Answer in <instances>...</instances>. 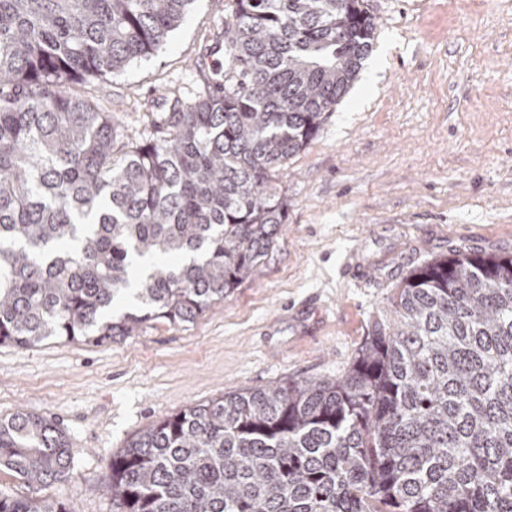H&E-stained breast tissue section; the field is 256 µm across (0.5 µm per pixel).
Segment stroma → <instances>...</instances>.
<instances>
[{"instance_id": "35a3bbf8", "label": "stroma", "mask_w": 512, "mask_h": 512, "mask_svg": "<svg viewBox=\"0 0 512 512\" xmlns=\"http://www.w3.org/2000/svg\"><path fill=\"white\" fill-rule=\"evenodd\" d=\"M232 0H194L155 55L74 81L141 133L220 70ZM373 48L318 135L274 177L288 219L257 273L181 325L93 347L0 345V418L52 420L70 444L67 512H112L109 462L136 434L197 404L343 375L396 284L465 249L512 254V0H367ZM361 266L355 283L346 262Z\"/></svg>"}]
</instances>
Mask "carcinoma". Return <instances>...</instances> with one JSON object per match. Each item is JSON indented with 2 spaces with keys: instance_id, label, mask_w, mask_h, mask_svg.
Wrapping results in <instances>:
<instances>
[{
  "instance_id": "obj_1",
  "label": "carcinoma",
  "mask_w": 512,
  "mask_h": 512,
  "mask_svg": "<svg viewBox=\"0 0 512 512\" xmlns=\"http://www.w3.org/2000/svg\"><path fill=\"white\" fill-rule=\"evenodd\" d=\"M193 0H0V345H92L191 322L288 219L272 176L371 48L365 0H235L222 72L126 135L67 86L159 51ZM135 286L129 310L113 305ZM347 372L189 407L112 456L116 512H512V255L412 270ZM65 434L0 419V471L39 491ZM0 512H67L0 494Z\"/></svg>"
}]
</instances>
